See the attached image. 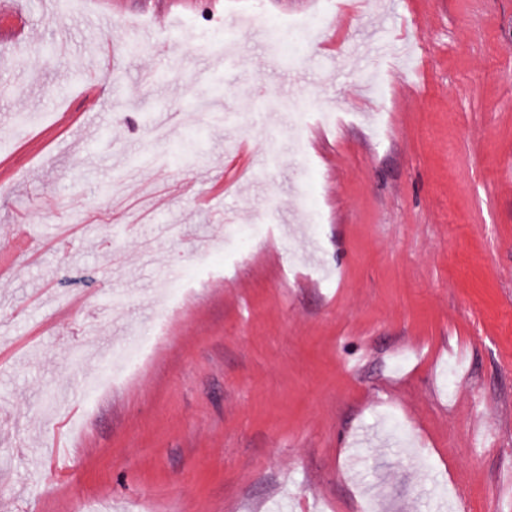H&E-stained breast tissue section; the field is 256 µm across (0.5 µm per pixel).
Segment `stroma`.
I'll list each match as a JSON object with an SVG mask.
<instances>
[{
    "label": "stroma",
    "mask_w": 512,
    "mask_h": 512,
    "mask_svg": "<svg viewBox=\"0 0 512 512\" xmlns=\"http://www.w3.org/2000/svg\"><path fill=\"white\" fill-rule=\"evenodd\" d=\"M122 3L101 33L97 0L4 6L28 38L0 41V246L23 221L67 244L0 264V512H512V0H346L286 76L273 42L226 75L208 55L223 15L268 29L313 0ZM101 55L125 98L62 89ZM65 112L106 113V163L136 177L84 164L96 132L66 139ZM244 142L264 168L198 205ZM170 291L138 371L87 391L91 349L148 335Z\"/></svg>",
    "instance_id": "obj_1"
}]
</instances>
